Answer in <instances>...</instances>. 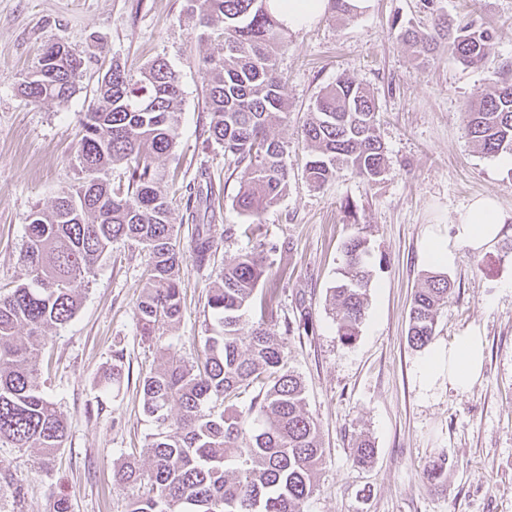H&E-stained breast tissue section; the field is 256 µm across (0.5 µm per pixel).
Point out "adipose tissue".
Wrapping results in <instances>:
<instances>
[{"label":"adipose tissue","instance_id":"1","mask_svg":"<svg viewBox=\"0 0 512 512\" xmlns=\"http://www.w3.org/2000/svg\"><path fill=\"white\" fill-rule=\"evenodd\" d=\"M273 10L295 31L318 20L328 9V0H274ZM506 216L491 197L474 199L464 214L451 221L447 235L429 236L423 247L427 264L441 269L454 265L460 248L482 252L503 236ZM483 366V340L474 331L455 337L447 351L432 352L419 367L423 383H431L440 370L448 372V386L463 393L479 378Z\"/></svg>","mask_w":512,"mask_h":512}]
</instances>
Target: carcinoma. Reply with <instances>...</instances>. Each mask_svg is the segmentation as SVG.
Listing matches in <instances>:
<instances>
[{
    "instance_id": "cac0c4a2",
    "label": "carcinoma",
    "mask_w": 512,
    "mask_h": 512,
    "mask_svg": "<svg viewBox=\"0 0 512 512\" xmlns=\"http://www.w3.org/2000/svg\"><path fill=\"white\" fill-rule=\"evenodd\" d=\"M199 25L224 40L221 55L201 59L209 139L244 166L236 197L244 215L258 217L288 190L284 146L272 129L288 110L277 55L288 27L269 0H191ZM399 37L421 62L442 46L464 66L485 64L492 34L453 27L435 13L430 28L404 26ZM86 64L65 44L48 47L39 68L19 85L32 102L69 101L81 89ZM182 111L177 72L163 58L132 70L115 62L98 79L82 122L74 167L79 181L62 187L47 209L26 218L20 260L28 279L0 293V447L33 448L49 458L65 447L67 425L44 393L40 365L53 330L78 311L99 263L112 243L133 240L150 264L135 316L143 341L156 345L180 323V250L161 189L159 162L176 144ZM378 106L371 93L340 77L317 98L303 128L311 153L309 182L320 188L348 169L369 182L387 169L376 134ZM467 135L487 156L512 155V73L502 71L477 89L464 113ZM122 167L126 183L112 184ZM218 244L211 225L198 224L191 239L196 266L207 265ZM342 279L329 289L336 333L353 342L365 319L371 283L370 248L357 233L343 244ZM263 250L238 255L209 290L216 326L206 328L192 361L169 354L141 380L144 414L155 426L145 448L148 465L125 460L115 482L131 490L126 512H301L317 487L324 448L309 415L305 387L288 367L283 336L274 323L275 290L257 294L269 264ZM445 272L425 274L409 312L408 344L425 348L435 336L437 313L448 302ZM255 315L246 319L250 307ZM123 353L99 379L105 391L120 386ZM253 392L245 410L236 401ZM256 416L248 434L243 420ZM375 448L358 438L353 463L369 464Z\"/></svg>"
}]
</instances>
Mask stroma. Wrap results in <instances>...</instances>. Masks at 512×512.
<instances>
[{
  "label": "stroma",
  "instance_id": "1",
  "mask_svg": "<svg viewBox=\"0 0 512 512\" xmlns=\"http://www.w3.org/2000/svg\"><path fill=\"white\" fill-rule=\"evenodd\" d=\"M188 6V0H0V290L27 278L19 255L29 211L50 205L75 179L81 119L98 75L115 60L139 67L166 59L183 91L175 156L161 163L171 222L180 243L198 224L211 225L218 243L205 267L182 255L183 317L164 341L186 360L195 354L194 337L205 333L209 289L226 263L259 243L225 235L229 225L248 221L235 206L244 171L207 140L199 61L221 54L223 44L203 37ZM435 8L454 25L493 31L484 67H464L444 48L418 64L395 27H427L431 15L422 0H373L360 14H324L292 32L278 53L288 115L274 133L290 179L286 194L261 216L264 241L277 246L261 286L277 290L278 321L309 319L307 332L287 337L288 366L304 383L324 448L303 512H512V234L483 253L459 250L447 271L453 289L431 348L479 332L484 366L471 389H449L444 373L424 388L417 369L428 350L407 342L413 293L428 269L426 234L447 232L471 200L485 196L497 199L512 224V168L482 154L463 121L473 93L512 63V0H435ZM57 42L84 58L83 88L65 104L31 102L17 87L36 70L43 48ZM343 76L379 104L377 134L388 170L374 183L343 170L316 188L304 172L309 150L302 129L317 96ZM193 189L210 200L190 210ZM360 230L376 264L364 323L344 345L326 297L341 277L344 241ZM147 263L143 246L113 243L76 315L49 340L41 379L68 438L48 461L29 449L0 447L11 474L0 479V512H50L61 494L74 512H126L128 493L112 475L125 458L143 455L154 431L141 409L140 382L161 361L156 347L142 341L134 315ZM117 350L124 354L123 382L101 391L98 378ZM360 434L375 448L364 469L352 462ZM440 460L444 477L430 484L426 471Z\"/></svg>",
  "mask_w": 512,
  "mask_h": 512
}]
</instances>
